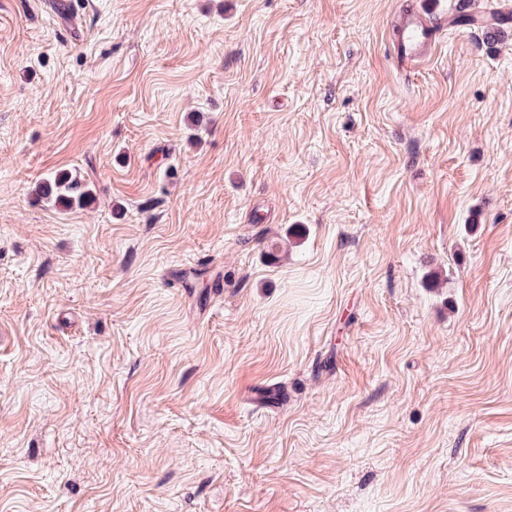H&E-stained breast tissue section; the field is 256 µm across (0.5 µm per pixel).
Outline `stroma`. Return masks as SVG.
<instances>
[{"mask_svg":"<svg viewBox=\"0 0 512 512\" xmlns=\"http://www.w3.org/2000/svg\"><path fill=\"white\" fill-rule=\"evenodd\" d=\"M68 2L0 0V512H512V0L412 78L402 0ZM37 194L51 200L55 206L68 210L75 205L85 207L92 203L94 195L88 184L76 173L60 171L41 182Z\"/></svg>","mask_w":512,"mask_h":512,"instance_id":"stroma-1","label":"stroma"}]
</instances>
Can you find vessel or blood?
<instances>
[{
	"mask_svg": "<svg viewBox=\"0 0 512 512\" xmlns=\"http://www.w3.org/2000/svg\"><path fill=\"white\" fill-rule=\"evenodd\" d=\"M453 16L421 14L414 0H405L391 25V44L398 68L407 74L418 71L427 61Z\"/></svg>",
	"mask_w": 512,
	"mask_h": 512,
	"instance_id": "obj_1",
	"label": "vessel or blood"
}]
</instances>
